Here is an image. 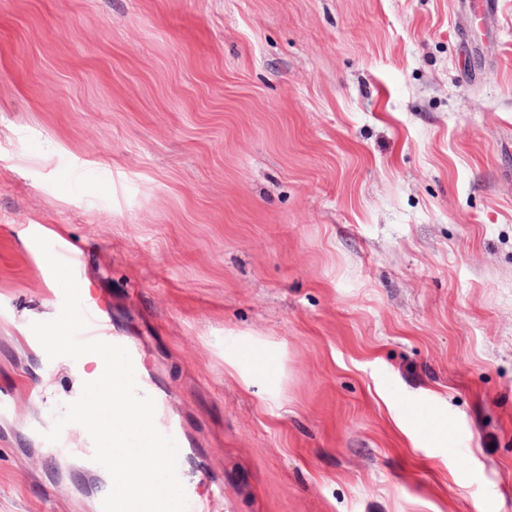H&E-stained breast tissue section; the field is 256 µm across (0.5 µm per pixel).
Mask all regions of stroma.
<instances>
[{"label":"stroma","instance_id":"stroma-1","mask_svg":"<svg viewBox=\"0 0 512 512\" xmlns=\"http://www.w3.org/2000/svg\"><path fill=\"white\" fill-rule=\"evenodd\" d=\"M38 235L207 512H512V0H0V512H99ZM79 292L82 308L89 322L88 327L80 334V338L82 340L99 339L124 346L120 338L118 336H112L109 328L99 320L95 310L87 305L81 288H79ZM68 324L54 317L49 321L38 320L35 322L36 336H31L38 344L55 350L61 357L78 356L68 343ZM228 364L246 380H262L272 384L279 372V362L268 349L251 347L227 359ZM136 376V374H135ZM137 386H138V392L141 395H147L153 398L156 406V413H155V424L159 431H161L164 434L171 435L176 440L178 447H179V455H178V461H177V471L178 475L183 482L185 493L189 502L190 512H202L200 508V502L197 501V493L196 491L185 482L184 480V474H185V466H184V455L182 452V447L180 444V433H179V426L177 422L173 418H168L166 421L161 422L159 418L160 409L162 407V402L159 401L155 395L152 393L150 388L142 384L137 376H136ZM410 418L418 430L424 432L434 440H441L448 436V423L438 418L434 413L427 412L420 406H414Z\"/></svg>","mask_w":512,"mask_h":512}]
</instances>
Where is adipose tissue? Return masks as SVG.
I'll list each match as a JSON object with an SVG mask.
<instances>
[{
    "mask_svg": "<svg viewBox=\"0 0 512 512\" xmlns=\"http://www.w3.org/2000/svg\"><path fill=\"white\" fill-rule=\"evenodd\" d=\"M83 367L77 368L78 389L95 388L96 401L92 406L80 412L79 424L83 436L89 445H96L104 433L105 426L101 414L105 411L120 412L126 425L142 424L145 418L141 405L129 402L125 397L113 391L111 385L103 383L102 367L96 356L87 354L83 357ZM229 365L247 380H261L273 383L279 372V362L270 350L251 347L239 351L228 359Z\"/></svg>",
    "mask_w": 512,
    "mask_h": 512,
    "instance_id": "ef3b65f1",
    "label": "adipose tissue"
}]
</instances>
